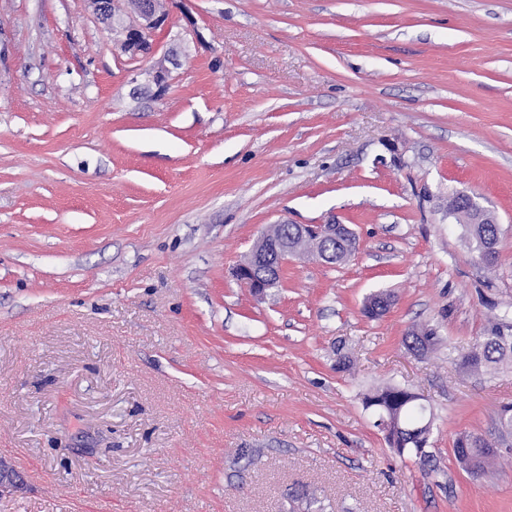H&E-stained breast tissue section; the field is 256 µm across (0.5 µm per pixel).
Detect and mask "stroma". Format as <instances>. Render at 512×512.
<instances>
[{
	"label": "stroma",
	"instance_id": "obj_1",
	"mask_svg": "<svg viewBox=\"0 0 512 512\" xmlns=\"http://www.w3.org/2000/svg\"><path fill=\"white\" fill-rule=\"evenodd\" d=\"M155 44L0 0V512H512V450L492 479L453 451L495 440L512 364L448 360L512 311V0H172ZM332 220L348 262L237 280L267 226ZM388 384L433 410L430 476L363 408ZM464 208H457L461 210ZM470 216V211L463 210L461 219L454 216L455 220L462 223L464 236L469 249L474 257L479 258L477 262L487 271H495L498 267L499 247L501 245L502 229L500 224H463V219Z\"/></svg>",
	"mask_w": 512,
	"mask_h": 512
}]
</instances>
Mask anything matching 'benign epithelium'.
I'll use <instances>...</instances> for the list:
<instances>
[{"instance_id":"7a95c632","label":"benign epithelium","mask_w":512,"mask_h":512,"mask_svg":"<svg viewBox=\"0 0 512 512\" xmlns=\"http://www.w3.org/2000/svg\"><path fill=\"white\" fill-rule=\"evenodd\" d=\"M112 5L116 12L111 14L109 10ZM89 6L104 23L117 21L121 24L120 47L131 55L150 56L153 36L168 18L167 12L157 7L156 0H133L128 10L121 0H114L112 4L108 0H89ZM142 75L147 83L157 87L158 93L165 92L168 86V69L165 65L159 62L145 69ZM338 235L353 237L346 225L334 221L327 224H298L295 235L291 237L281 230V225L274 224L256 239L244 261L236 268V277L254 294L262 296L275 284L284 262L302 251L314 253L327 263H336L333 243Z\"/></svg>"}]
</instances>
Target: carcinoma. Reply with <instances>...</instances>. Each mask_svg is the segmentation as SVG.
<instances>
[{
    "mask_svg": "<svg viewBox=\"0 0 512 512\" xmlns=\"http://www.w3.org/2000/svg\"><path fill=\"white\" fill-rule=\"evenodd\" d=\"M464 236L469 249L479 258V265L487 271L498 267L499 247L502 229L498 224H465ZM409 349L423 353L434 345L436 336L431 329L413 330L408 334ZM512 363V322L509 312L494 314L488 319L482 336L472 349L461 356L460 364L473 372L494 368L500 364ZM363 407L375 416L374 426L384 433L391 448L402 460L412 459L419 463L426 474L434 471V455L427 451L431 431L414 434L421 417L434 420L430 408H421L412 391L399 385H389L367 393L362 398ZM512 447V406H505L498 416V441L490 443L480 436L462 432L454 442L456 461L473 477L484 476L496 454L486 452L488 448Z\"/></svg>",
    "mask_w": 512,
    "mask_h": 512,
    "instance_id": "carcinoma-1",
    "label": "carcinoma"
}]
</instances>
